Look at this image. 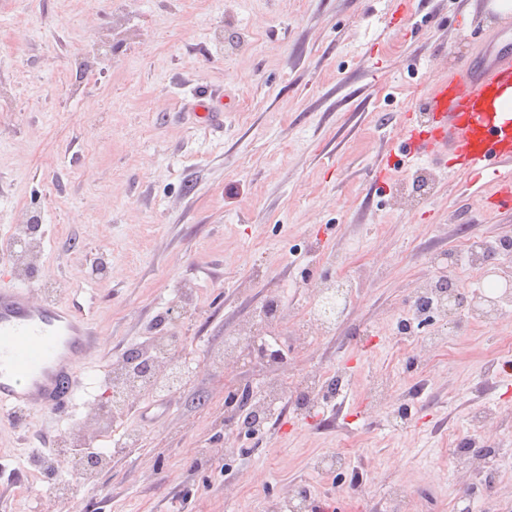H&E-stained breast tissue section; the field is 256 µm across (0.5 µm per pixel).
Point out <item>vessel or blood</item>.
I'll return each mask as SVG.
<instances>
[{
    "label": "vessel or blood",
    "instance_id": "b4317fda",
    "mask_svg": "<svg viewBox=\"0 0 512 512\" xmlns=\"http://www.w3.org/2000/svg\"><path fill=\"white\" fill-rule=\"evenodd\" d=\"M512 81V53L491 50L452 80L431 84L424 102L434 122L428 131L403 127L405 156L444 164L456 157L464 171L478 174L496 163L510 170L498 181L501 200L512 199V118L486 111L490 93ZM194 98L199 122L220 127L224 108L209 95ZM95 347L83 305L35 298L29 288L0 289V418L19 410H73L90 379L85 370Z\"/></svg>",
    "mask_w": 512,
    "mask_h": 512
}]
</instances>
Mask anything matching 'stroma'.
Returning <instances> with one entry per match:
<instances>
[{
    "instance_id": "35a3bbf8",
    "label": "stroma",
    "mask_w": 512,
    "mask_h": 512,
    "mask_svg": "<svg viewBox=\"0 0 512 512\" xmlns=\"http://www.w3.org/2000/svg\"><path fill=\"white\" fill-rule=\"evenodd\" d=\"M487 0H0V287L91 297L94 384L67 417L0 423V512H40L46 483L33 463L43 436L89 431L109 390L110 361L174 336L192 371L174 393H144L165 413L125 414L133 445L94 476L71 478L65 512H279L307 490L310 506L351 512L317 458L358 438L367 479L362 512H394L389 484L415 490L409 512H487L473 477L453 470L449 432L483 443L474 410L512 412V373L483 358L512 336V306L485 328L451 315L430 366L422 339L396 321L414 284L439 271L466 293L512 280V255L492 277L449 263L460 237L512 240V204L496 177L479 183L456 160H402L403 125L424 126L435 80L451 77L491 38L512 43V14ZM224 98V127L193 125L192 92ZM41 219L30 273L16 238ZM351 282L332 333L300 349L290 328L317 282ZM283 298L284 366L219 361L224 339ZM349 376L340 406L275 412L253 438L224 427L231 390L260 391L312 369ZM393 377L390 407L372 381Z\"/></svg>"
}]
</instances>
